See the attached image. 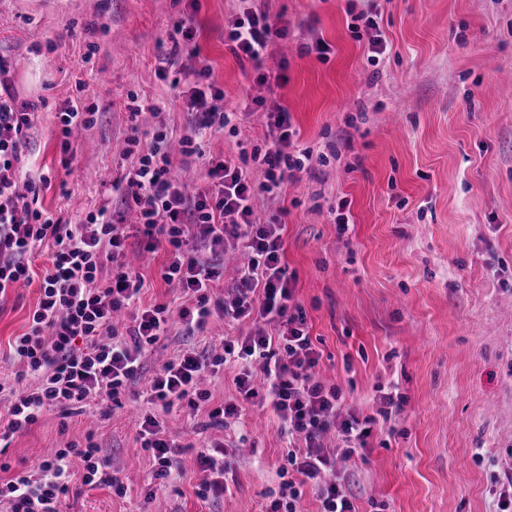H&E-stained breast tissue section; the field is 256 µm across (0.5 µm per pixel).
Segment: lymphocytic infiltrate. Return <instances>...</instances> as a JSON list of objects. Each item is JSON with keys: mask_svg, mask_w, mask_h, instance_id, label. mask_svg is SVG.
Listing matches in <instances>:
<instances>
[{"mask_svg": "<svg viewBox=\"0 0 512 512\" xmlns=\"http://www.w3.org/2000/svg\"><path fill=\"white\" fill-rule=\"evenodd\" d=\"M287 35L286 29H273L267 14L253 7L234 19L228 32L258 66L271 39ZM10 71V62L0 56V298L31 283L29 256L35 247L49 242L54 252L30 327L12 344V358L21 366L17 377L25 385L0 384L10 403L0 416V429L9 435L29 428L43 411L54 408L120 402L141 374L144 351L166 336L173 320H180L191 335L216 313L232 322L252 319L262 322V329L238 342L225 341L223 355L183 349L149 379V402L166 413L184 410L191 418L204 411L218 424L236 417V404L210 407L211 394L199 384L205 372L224 365L226 356H237L246 363L234 378L239 394L270 407L282 431L298 441L286 454L295 477L285 482L286 496L272 500L268 512H297L305 484L315 486L321 512H356L348 486L322 481L332 466L323 440L333 431L346 453H368L372 420L341 414L338 389L314 379L321 354L306 314L294 300L283 262V226L275 217L259 220L254 207L258 196L278 195L312 157L299 143L290 112L278 105L270 109L259 173L226 159L212 161L203 187L193 194L170 175L167 130L155 131L146 143L138 135L129 136L124 153L137 161L113 180L112 190L135 209L138 224H125L106 205L68 224L35 206L36 177L26 150L36 105L8 91ZM185 94L195 121L180 143L184 154L193 155L199 153L207 130L225 127L231 118L217 106L224 95L209 65L195 70ZM133 233L143 251L164 249L162 278L178 285L183 299L179 307L166 302L139 307L145 279L126 261V242ZM232 241L243 242L252 257L240 270L237 296L228 306L213 290L221 277L216 257ZM107 266L112 272L105 279L101 273ZM269 325L275 333H266ZM139 435L155 476L170 479L177 445L167 437L163 421L157 414H144ZM74 466L84 484L107 480V462L96 444L71 443L30 471L1 481L0 504L7 512H65Z\"/></svg>", "mask_w": 512, "mask_h": 512, "instance_id": "1", "label": "lymphocytic infiltrate"}]
</instances>
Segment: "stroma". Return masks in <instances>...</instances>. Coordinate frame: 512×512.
<instances>
[{
	"mask_svg": "<svg viewBox=\"0 0 512 512\" xmlns=\"http://www.w3.org/2000/svg\"><path fill=\"white\" fill-rule=\"evenodd\" d=\"M270 23L287 27L264 61L266 79L226 34L237 0H0V53L10 85L38 102L29 153L45 180L37 206L78 222L112 199V182L133 158L116 145L132 127L167 128L172 172L200 184L209 159L263 146L267 106L288 108L313 157L300 180L256 202L278 215L295 299L322 354L316 375L341 390L342 411L374 417L367 456L324 441L336 478L357 512H501L512 500V0H262ZM378 14L385 54L370 51L354 18ZM193 18L197 45L236 123L206 135L201 155L182 153L193 114L171 81L193 65L181 53L159 74L160 46ZM330 50L321 55L319 43ZM286 73V83L276 82ZM165 101L131 118V103ZM94 112L92 126L63 150L59 112ZM347 202L339 230L336 206ZM32 255L31 284L0 301V380L14 378L13 339L25 333L49 266ZM149 286L142 305L171 301L163 251L141 256ZM257 328L212 316L187 337L173 327L143 355L134 390L193 344L221 352L228 336ZM401 401L385 411L384 396ZM142 408L124 399L111 419L54 409L12 434L0 479L34 467L68 442L93 439L120 486L73 478L67 512H266L283 484L287 434L260 403L244 404L222 427L207 414L169 415L181 475L161 484L140 448ZM223 444L232 460L223 497L203 499L211 475L197 457Z\"/></svg>",
	"mask_w": 512,
	"mask_h": 512,
	"instance_id": "obj_1",
	"label": "stroma"
}]
</instances>
